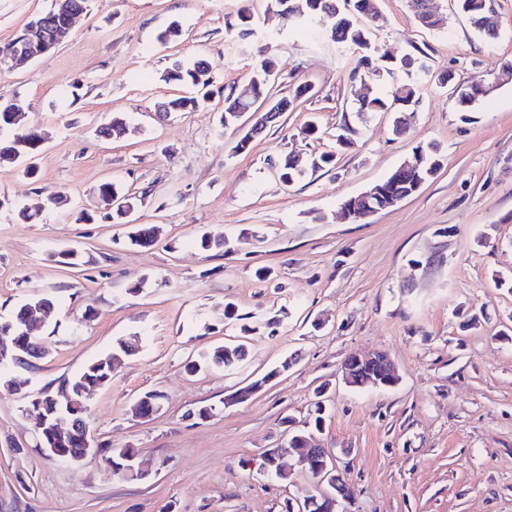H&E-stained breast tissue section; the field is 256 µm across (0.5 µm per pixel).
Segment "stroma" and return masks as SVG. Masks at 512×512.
<instances>
[{
    "label": "stroma",
    "mask_w": 512,
    "mask_h": 512,
    "mask_svg": "<svg viewBox=\"0 0 512 512\" xmlns=\"http://www.w3.org/2000/svg\"><path fill=\"white\" fill-rule=\"evenodd\" d=\"M491 4L495 40L478 36L455 0H431L447 19L440 30L418 23L415 0H378L385 22L371 38L379 53H422L433 71L488 83L512 60V0ZM50 5L0 0V44ZM245 9L256 17L248 38L237 28ZM173 24L178 36L160 41ZM262 51L279 66L273 96L304 81L310 97L240 150V131L222 126L224 97L249 81ZM176 59L206 61L208 106L159 112L188 93L162 78ZM357 60L319 24L285 25L267 0H92L29 70L0 67V102L23 99L43 137L37 179L0 161V194L34 214L0 210V317L34 294L56 298L48 355L11 372L25 394L0 388V512H286L318 491L293 459L287 483L259 469L292 425L337 457L354 489L344 512H512V79L471 112L457 110L451 88L421 80L397 137L392 114L355 112ZM116 115L125 135L100 136ZM346 125L353 143L333 169L281 182L285 156L337 149ZM433 145L442 166L418 193L365 224L341 218L345 200ZM107 181L135 193L132 218L159 227L155 244L130 245L127 225L104 219ZM44 185L67 205L37 212ZM203 231L225 238L224 249L197 248ZM69 249L77 266L54 261ZM129 336L138 353L86 400L101 454L76 464L48 456L31 398L57 393ZM240 341L235 369L185 372L188 358ZM376 352L396 363V387L339 382L345 358ZM289 357L290 369L267 379ZM254 382L251 398L229 403ZM151 390L164 393L161 410L135 418ZM202 407L209 417L197 416ZM108 448L136 449L151 477L113 473Z\"/></svg>",
    "instance_id": "35a3bbf8"
}]
</instances>
